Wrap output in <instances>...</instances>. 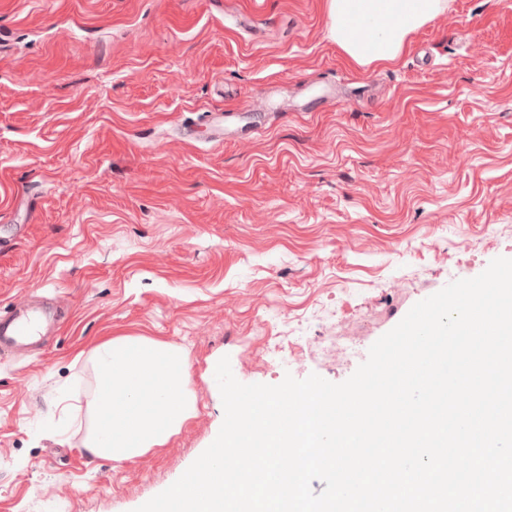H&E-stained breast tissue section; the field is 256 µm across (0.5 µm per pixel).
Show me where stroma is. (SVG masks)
Listing matches in <instances>:
<instances>
[{
	"mask_svg": "<svg viewBox=\"0 0 512 512\" xmlns=\"http://www.w3.org/2000/svg\"><path fill=\"white\" fill-rule=\"evenodd\" d=\"M325 0H0V512H135L244 384L348 379L419 301L512 259V0H447L361 69ZM180 346L198 412L133 461L83 446L93 346ZM74 405L72 416L60 400ZM40 317L29 316L22 309L2 314L0 312V356L7 352L16 354L40 335Z\"/></svg>",
	"mask_w": 512,
	"mask_h": 512,
	"instance_id": "stroma-1",
	"label": "stroma"
}]
</instances>
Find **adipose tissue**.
Returning a JSON list of instances; mask_svg holds the SVG:
<instances>
[{
  "mask_svg": "<svg viewBox=\"0 0 512 512\" xmlns=\"http://www.w3.org/2000/svg\"><path fill=\"white\" fill-rule=\"evenodd\" d=\"M445 0H326L329 33L359 67L393 64L408 35L437 15Z\"/></svg>",
  "mask_w": 512,
  "mask_h": 512,
  "instance_id": "ef3b65f1",
  "label": "adipose tissue"
}]
</instances>
